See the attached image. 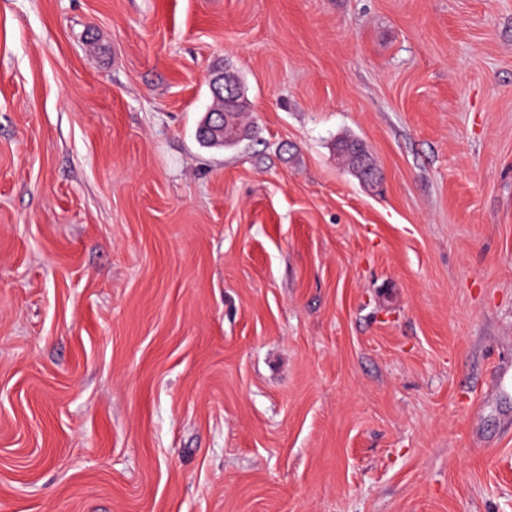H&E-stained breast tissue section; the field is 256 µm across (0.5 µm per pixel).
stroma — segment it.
Wrapping results in <instances>:
<instances>
[{"mask_svg": "<svg viewBox=\"0 0 512 512\" xmlns=\"http://www.w3.org/2000/svg\"><path fill=\"white\" fill-rule=\"evenodd\" d=\"M504 363L512 0H0V512H512ZM211 90L214 98L224 102V110L209 115L206 123L200 128V135L203 137L208 133L215 136L222 131L224 133V127L229 123L233 112H236V104L239 100L238 84L229 76L215 79L211 84Z\"/></svg>", "mask_w": 512, "mask_h": 512, "instance_id": "35a3bbf8", "label": "stroma"}]
</instances>
